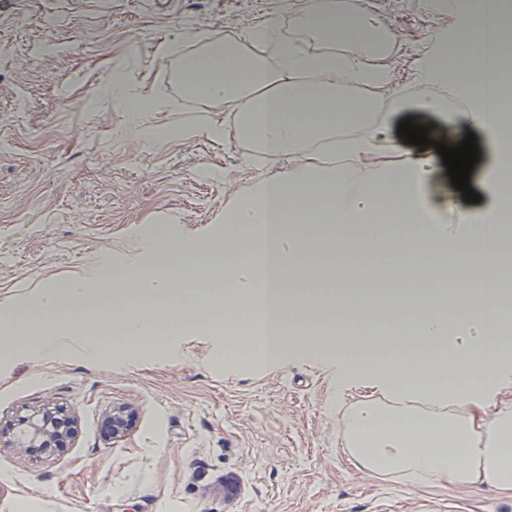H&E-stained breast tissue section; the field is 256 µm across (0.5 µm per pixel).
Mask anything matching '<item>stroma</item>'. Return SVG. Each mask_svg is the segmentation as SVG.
I'll list each match as a JSON object with an SVG mask.
<instances>
[{"mask_svg": "<svg viewBox=\"0 0 512 512\" xmlns=\"http://www.w3.org/2000/svg\"><path fill=\"white\" fill-rule=\"evenodd\" d=\"M368 2L398 34L401 85L428 30L461 26L421 0ZM271 19L297 35L279 0H0V310L108 264H150L166 241L179 261L223 238L225 209L274 169L249 162L242 143L207 137L225 112L186 96L174 71L212 36ZM163 42L178 53L161 54ZM113 71L131 95L165 107L135 116L105 101ZM160 126L186 134L159 146L144 138ZM225 342L192 327L173 353L116 345L89 360L74 337L53 358L0 361V420L46 404L78 419L50 458L0 447V512H512V497L359 467L343 445V411L385 396L333 357L231 362ZM122 406L136 422L114 439L104 419Z\"/></svg>", "mask_w": 512, "mask_h": 512, "instance_id": "obj_1", "label": "stroma"}]
</instances>
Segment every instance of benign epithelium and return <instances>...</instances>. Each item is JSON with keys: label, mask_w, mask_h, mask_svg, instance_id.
Masks as SVG:
<instances>
[{"label": "benign epithelium", "mask_w": 512, "mask_h": 512, "mask_svg": "<svg viewBox=\"0 0 512 512\" xmlns=\"http://www.w3.org/2000/svg\"><path fill=\"white\" fill-rule=\"evenodd\" d=\"M76 421L62 409L44 406L34 409L8 424L13 432L12 444L19 448H40L42 453L52 456L53 449L63 447L72 438ZM112 438H121L131 430L133 415L126 407L112 409L108 416Z\"/></svg>", "instance_id": "obj_1"}]
</instances>
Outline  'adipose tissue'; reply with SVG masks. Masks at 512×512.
<instances>
[{
	"instance_id": "obj_1",
	"label": "adipose tissue",
	"mask_w": 512,
	"mask_h": 512,
	"mask_svg": "<svg viewBox=\"0 0 512 512\" xmlns=\"http://www.w3.org/2000/svg\"><path fill=\"white\" fill-rule=\"evenodd\" d=\"M301 31L321 40L311 52L276 22L184 57L181 80L202 99L234 111L212 139L250 141L265 165L251 192L224 214V240L175 262L164 248L152 264L109 268L95 282L69 279L43 289L36 312L0 316L8 357H53L73 331L88 358L101 353L100 324H122L124 344L156 336L175 349L181 327L224 317L257 331V357L335 355L346 370L392 394L387 404L355 403L342 416L350 455L365 470L412 485L449 484L512 494V312L503 307L504 258L512 254V143L495 59L512 56V19L473 13L444 58L443 35L428 31L409 89L394 86L396 35L356 0H280ZM372 85L377 96L358 95ZM469 108L447 109L449 86ZM430 128L431 147L399 138L396 114ZM477 130L491 151L480 172L484 208L449 212L428 188L442 162L434 144ZM387 158L396 167L384 166ZM431 285L419 287V269ZM382 271L377 300L396 310L404 333L368 336L358 309L362 283ZM165 308L166 329L150 312ZM332 314L323 345L308 342L295 311ZM466 316L449 323L447 308ZM44 336L31 340L35 325Z\"/></svg>"
}]
</instances>
